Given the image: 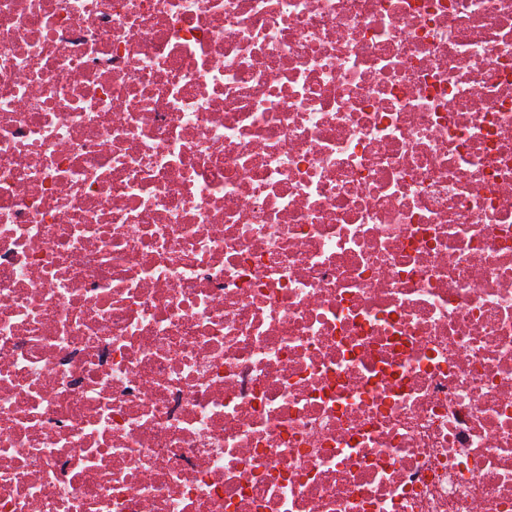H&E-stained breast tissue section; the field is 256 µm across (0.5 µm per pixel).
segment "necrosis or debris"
<instances>
[{"label": "necrosis or debris", "instance_id": "necrosis-or-debris-1", "mask_svg": "<svg viewBox=\"0 0 512 512\" xmlns=\"http://www.w3.org/2000/svg\"><path fill=\"white\" fill-rule=\"evenodd\" d=\"M0 512H512V0H0Z\"/></svg>", "mask_w": 512, "mask_h": 512}]
</instances>
